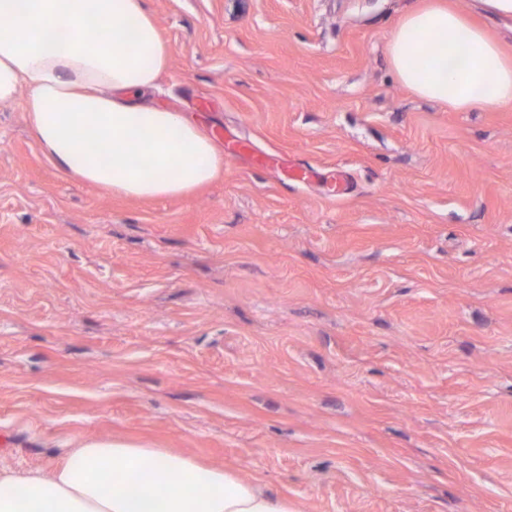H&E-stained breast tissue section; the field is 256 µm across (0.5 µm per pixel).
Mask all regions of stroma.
I'll use <instances>...</instances> for the list:
<instances>
[{
    "label": "stroma",
    "mask_w": 512,
    "mask_h": 512,
    "mask_svg": "<svg viewBox=\"0 0 512 512\" xmlns=\"http://www.w3.org/2000/svg\"><path fill=\"white\" fill-rule=\"evenodd\" d=\"M419 2L146 0L149 102L248 146L186 196L64 174L0 102V466L118 439L294 512H512V102L399 81Z\"/></svg>",
    "instance_id": "1"
}]
</instances>
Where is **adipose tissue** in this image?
<instances>
[{
  "label": "adipose tissue",
  "mask_w": 512,
  "mask_h": 512,
  "mask_svg": "<svg viewBox=\"0 0 512 512\" xmlns=\"http://www.w3.org/2000/svg\"><path fill=\"white\" fill-rule=\"evenodd\" d=\"M0 102L27 87L43 156L83 182L133 199L183 196L224 159L180 112L147 103L168 63L145 0H0ZM64 32L63 50L44 44ZM400 81L421 98L472 108L476 87L512 101V58L468 15L429 0L387 45ZM0 512H291L236 471L121 440L68 449L52 471L0 467Z\"/></svg>",
  "instance_id": "1"
}]
</instances>
